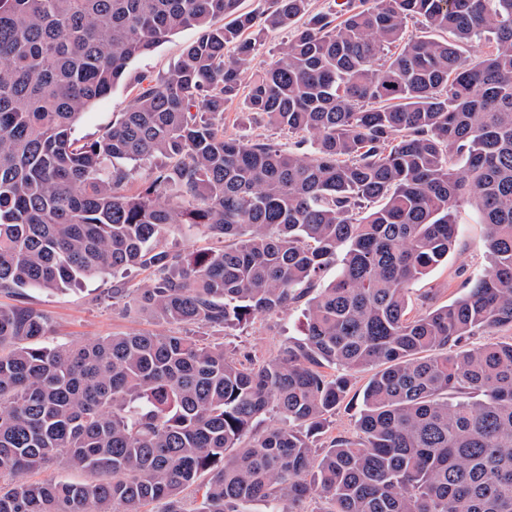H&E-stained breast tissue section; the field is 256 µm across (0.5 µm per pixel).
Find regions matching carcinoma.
Here are the masks:
<instances>
[{"instance_id": "obj_1", "label": "carcinoma", "mask_w": 512, "mask_h": 512, "mask_svg": "<svg viewBox=\"0 0 512 512\" xmlns=\"http://www.w3.org/2000/svg\"><path fill=\"white\" fill-rule=\"evenodd\" d=\"M240 2L0 0V291L147 268L151 284L112 303L212 332L293 305L307 321L260 361L196 334L48 346V312L0 306V512H187L191 487L194 512H304L312 497L512 512V337L463 346L512 330V0ZM189 27L173 69L71 140L133 60ZM241 94L294 145L224 136ZM462 201L489 264L414 314L409 286L448 260ZM175 228L221 246L169 251ZM366 368L356 437L316 447ZM271 411L281 424L258 432ZM57 463L83 478L27 480Z\"/></svg>"}]
</instances>
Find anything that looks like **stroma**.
<instances>
[{
	"label": "stroma",
	"instance_id": "1",
	"mask_svg": "<svg viewBox=\"0 0 512 512\" xmlns=\"http://www.w3.org/2000/svg\"><path fill=\"white\" fill-rule=\"evenodd\" d=\"M197 36V30H183L149 54L132 61L125 80L110 95L85 111L73 128V140L85 142L96 137L131 105L134 79L168 71L179 61L186 45ZM224 133L242 140L261 136L284 147L289 144L287 132L269 127L255 115L243 111L242 102L238 99L224 111ZM455 220L459 232L447 262L411 286L410 306L413 310L423 311L450 303L459 295L465 279L481 272L488 264L484 248L485 227L480 224L475 209L469 203H461L455 212ZM149 278L148 271L136 268L87 280L62 291L31 288L21 297L1 294L0 304L14 305L22 299L32 307L47 311L53 319V330L49 337L53 343H83L128 332H173V325L125 313L121 306L112 302L113 289L121 286L142 287ZM305 329L302 307L292 306L273 315H256L243 328L225 330L224 347L229 351L240 348L268 360L277 357L288 340L301 337ZM369 378L370 374L366 371L353 374L351 392L335 415L328 419L317 439L318 447L329 446L331 440L339 435L355 436L361 395Z\"/></svg>",
	"mask_w": 512,
	"mask_h": 512
}]
</instances>
